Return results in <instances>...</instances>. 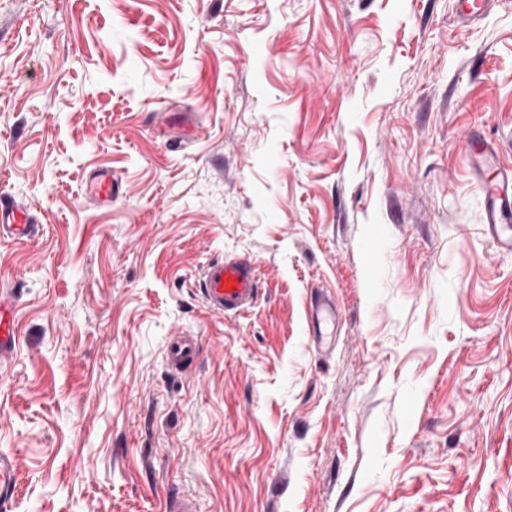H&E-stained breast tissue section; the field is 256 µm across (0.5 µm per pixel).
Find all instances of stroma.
I'll list each match as a JSON object with an SVG mask.
<instances>
[{"label":"stroma","instance_id":"35a3bbf8","mask_svg":"<svg viewBox=\"0 0 512 512\" xmlns=\"http://www.w3.org/2000/svg\"><path fill=\"white\" fill-rule=\"evenodd\" d=\"M453 4L0 0V194L37 218L0 241L10 512H512L479 183L512 171V0ZM226 256L258 270L241 316L198 292ZM82 193L98 206H109L112 204V198L119 193V185L112 177L111 171L101 170L85 178ZM17 297L13 289H0V364L10 361L17 343L14 311ZM310 317L315 327H319L321 322H334L336 320V304L328 298L318 297L311 304ZM198 353L197 340L192 336L173 337L167 346L166 359L169 367L175 371L182 370L195 361Z\"/></svg>","mask_w":512,"mask_h":512}]
</instances>
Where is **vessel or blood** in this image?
Wrapping results in <instances>:
<instances>
[{
    "instance_id": "b4317fda",
    "label": "vessel or blood",
    "mask_w": 512,
    "mask_h": 512,
    "mask_svg": "<svg viewBox=\"0 0 512 512\" xmlns=\"http://www.w3.org/2000/svg\"><path fill=\"white\" fill-rule=\"evenodd\" d=\"M119 185L111 171L101 170L85 178L82 193L99 206L111 205ZM489 232L506 249H512V236L507 227L512 224V207L490 205L486 211ZM35 230L29 210L13 201L0 202V238L17 242L28 240ZM201 294L206 305L215 313L237 315L252 306L259 284L256 268L250 260L227 257L207 264L201 274ZM17 297L13 290L0 289V364L10 361L17 343L14 311ZM198 344L194 337H173L167 346L166 359L173 370H182L195 361ZM16 490V468L12 455L0 454V512H8Z\"/></svg>"
}]
</instances>
